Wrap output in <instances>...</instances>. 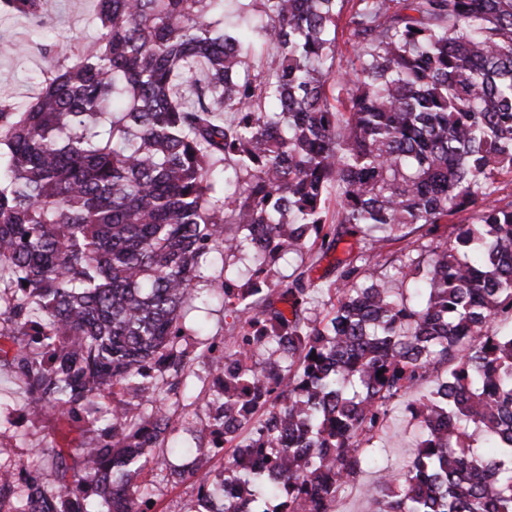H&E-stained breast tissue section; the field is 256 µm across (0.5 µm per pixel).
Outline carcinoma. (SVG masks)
Returning <instances> with one entry per match:
<instances>
[{"label":"carcinoma","instance_id":"carcinoma-1","mask_svg":"<svg viewBox=\"0 0 512 512\" xmlns=\"http://www.w3.org/2000/svg\"><path fill=\"white\" fill-rule=\"evenodd\" d=\"M224 2L98 0L96 41L24 111L0 106V367L32 412L92 424L33 496L0 466V512L154 504L182 398L222 438L195 452L232 448L231 471L192 472L196 500L231 482L227 512H334L380 462L391 403L444 366L408 407L414 457L364 493L512 512V331L493 328L512 320V0H249L273 49L257 65L253 30L212 20ZM3 7L43 25L42 0ZM410 232L427 263L378 272ZM357 235L331 287L270 281ZM218 247L252 269L206 289L232 332L199 350L184 308ZM200 356L213 389L191 396ZM418 234L419 233L411 234L405 240L384 249L380 256L375 258V262H378V272L387 275L392 274L395 271L393 266H397L398 264L396 259L400 256V249L405 248L409 242L414 241L418 237Z\"/></svg>","mask_w":512,"mask_h":512}]
</instances>
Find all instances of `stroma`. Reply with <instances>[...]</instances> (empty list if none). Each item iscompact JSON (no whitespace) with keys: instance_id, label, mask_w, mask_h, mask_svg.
Listing matches in <instances>:
<instances>
[{"instance_id":"35a3bbf8","label":"stroma","mask_w":512,"mask_h":512,"mask_svg":"<svg viewBox=\"0 0 512 512\" xmlns=\"http://www.w3.org/2000/svg\"><path fill=\"white\" fill-rule=\"evenodd\" d=\"M43 13L49 22L40 30L32 19L0 8V73L5 76L0 82V101L17 106L30 102L46 79L72 65L97 37L96 0H43ZM424 394V389H417L391 408L385 454L390 470H399L416 452L418 426L408 407ZM207 422L208 411L201 404L186 407L176 418L173 437L187 452L168 456L166 464L155 466L156 512H182L185 503L195 498L192 478L172 479L166 466L185 465L190 460L189 448L207 444L203 432ZM62 425L60 414L53 410L31 414L19 376L0 371V445L11 448L17 468L37 469L44 482H52L55 466L42 451L61 442Z\"/></svg>"}]
</instances>
